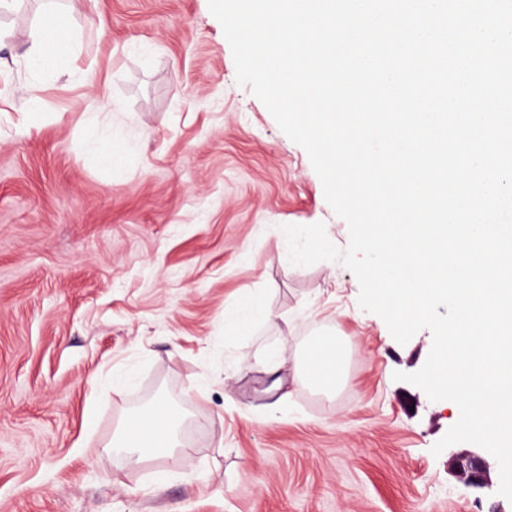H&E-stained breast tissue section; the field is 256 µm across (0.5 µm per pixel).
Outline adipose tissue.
I'll return each mask as SVG.
<instances>
[{"label": "adipose tissue", "instance_id": "adipose-tissue-1", "mask_svg": "<svg viewBox=\"0 0 512 512\" xmlns=\"http://www.w3.org/2000/svg\"><path fill=\"white\" fill-rule=\"evenodd\" d=\"M298 362L308 386L333 393L345 377V346L338 336L319 334L308 341ZM177 445L170 408L162 403L147 413L125 419L112 440L113 448L139 459L165 453Z\"/></svg>", "mask_w": 512, "mask_h": 512}]
</instances>
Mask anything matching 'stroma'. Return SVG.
I'll return each instance as SVG.
<instances>
[{"mask_svg":"<svg viewBox=\"0 0 512 512\" xmlns=\"http://www.w3.org/2000/svg\"><path fill=\"white\" fill-rule=\"evenodd\" d=\"M59 2L125 160L91 162L88 88L29 71L42 0H5L0 512H512L496 460L488 486L458 476L453 455L476 444L433 454L458 406L393 378L423 366L430 331L398 344L341 262H290L283 226L324 223L343 249L348 225L306 151L237 84L208 0ZM248 293L269 316L229 332ZM321 332L347 352L331 398L296 368ZM282 345L285 362L269 361ZM117 371L131 383L113 388ZM153 401L171 405L183 449L136 463L112 437Z\"/></svg>","mask_w":512,"mask_h":512,"instance_id":"stroma-1","label":"stroma"}]
</instances>
